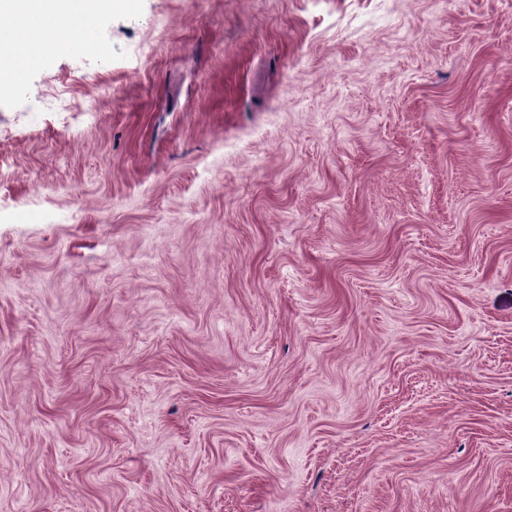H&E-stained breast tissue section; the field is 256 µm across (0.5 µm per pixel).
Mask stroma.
<instances>
[{
    "instance_id": "obj_1",
    "label": "stroma",
    "mask_w": 512,
    "mask_h": 512,
    "mask_svg": "<svg viewBox=\"0 0 512 512\" xmlns=\"http://www.w3.org/2000/svg\"><path fill=\"white\" fill-rule=\"evenodd\" d=\"M0 86V512H512V0H130Z\"/></svg>"
}]
</instances>
